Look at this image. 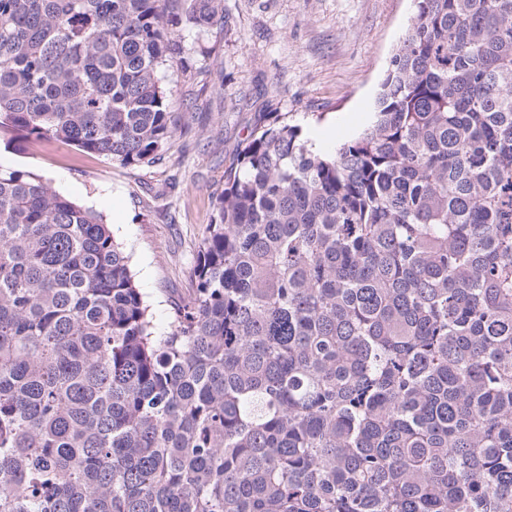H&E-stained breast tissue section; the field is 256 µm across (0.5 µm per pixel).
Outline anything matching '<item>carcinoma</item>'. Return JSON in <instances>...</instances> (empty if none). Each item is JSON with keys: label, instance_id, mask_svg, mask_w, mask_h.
Listing matches in <instances>:
<instances>
[{"label": "carcinoma", "instance_id": "cac0c4a2", "mask_svg": "<svg viewBox=\"0 0 512 512\" xmlns=\"http://www.w3.org/2000/svg\"><path fill=\"white\" fill-rule=\"evenodd\" d=\"M367 126L280 115L155 333L99 215L0 168V512H512V0H413ZM223 0H0V141L139 167Z\"/></svg>", "mask_w": 512, "mask_h": 512}]
</instances>
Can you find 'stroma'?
Listing matches in <instances>:
<instances>
[{
	"label": "stroma",
	"mask_w": 512,
	"mask_h": 512,
	"mask_svg": "<svg viewBox=\"0 0 512 512\" xmlns=\"http://www.w3.org/2000/svg\"><path fill=\"white\" fill-rule=\"evenodd\" d=\"M224 12V25L178 33L190 65L162 77L186 133L154 164L126 167L53 141L0 144V166L33 172L109 224L159 335L192 293L224 172L250 133L273 112L328 149L361 129L413 2L224 0Z\"/></svg>",
	"instance_id": "1"
}]
</instances>
